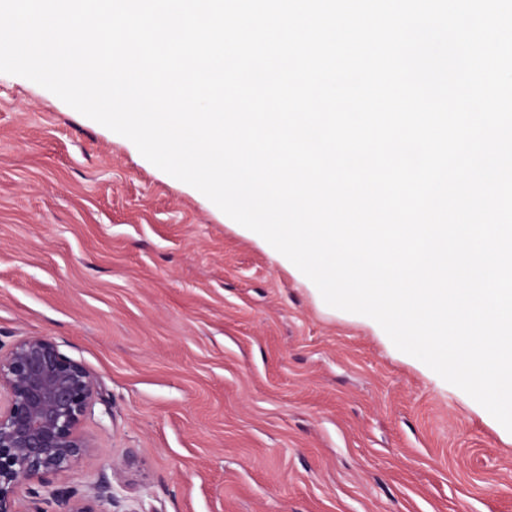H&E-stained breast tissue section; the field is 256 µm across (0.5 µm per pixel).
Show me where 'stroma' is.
I'll return each instance as SVG.
<instances>
[{
    "label": "stroma",
    "mask_w": 512,
    "mask_h": 512,
    "mask_svg": "<svg viewBox=\"0 0 512 512\" xmlns=\"http://www.w3.org/2000/svg\"><path fill=\"white\" fill-rule=\"evenodd\" d=\"M94 372L121 512H512V432L196 188L0 73V341Z\"/></svg>",
    "instance_id": "obj_1"
}]
</instances>
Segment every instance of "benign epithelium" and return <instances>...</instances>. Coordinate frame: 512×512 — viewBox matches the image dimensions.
I'll return each instance as SVG.
<instances>
[{
	"mask_svg": "<svg viewBox=\"0 0 512 512\" xmlns=\"http://www.w3.org/2000/svg\"><path fill=\"white\" fill-rule=\"evenodd\" d=\"M102 400L98 379L48 336L0 342V512H112V484L91 494L52 486L94 464L81 424Z\"/></svg>",
	"mask_w": 512,
	"mask_h": 512,
	"instance_id": "1",
	"label": "benign epithelium"
}]
</instances>
